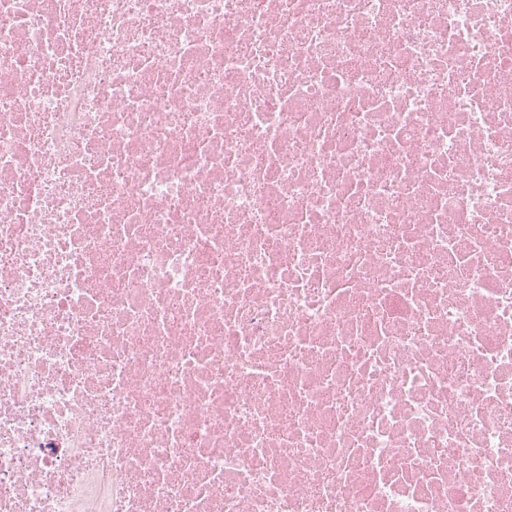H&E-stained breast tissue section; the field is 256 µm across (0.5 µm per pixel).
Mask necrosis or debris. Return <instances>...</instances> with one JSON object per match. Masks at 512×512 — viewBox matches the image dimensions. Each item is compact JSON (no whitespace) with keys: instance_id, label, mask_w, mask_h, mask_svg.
<instances>
[{"instance_id":"obj_1","label":"necrosis or debris","mask_w":512,"mask_h":512,"mask_svg":"<svg viewBox=\"0 0 512 512\" xmlns=\"http://www.w3.org/2000/svg\"><path fill=\"white\" fill-rule=\"evenodd\" d=\"M0 512H512V0H0Z\"/></svg>"}]
</instances>
